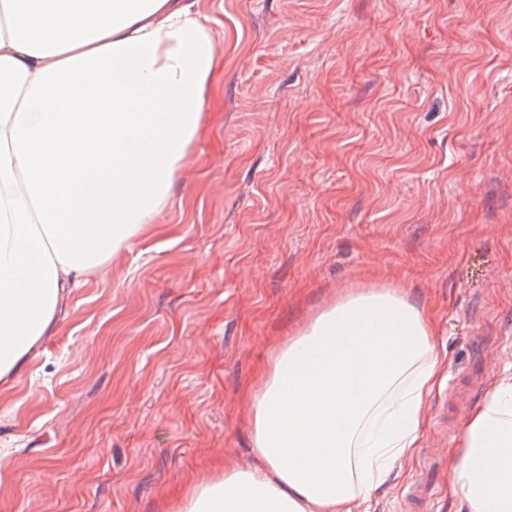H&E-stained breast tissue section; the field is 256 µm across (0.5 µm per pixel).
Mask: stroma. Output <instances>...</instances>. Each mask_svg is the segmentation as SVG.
Returning a JSON list of instances; mask_svg holds the SVG:
<instances>
[{
  "label": "stroma",
  "instance_id": "obj_1",
  "mask_svg": "<svg viewBox=\"0 0 512 512\" xmlns=\"http://www.w3.org/2000/svg\"><path fill=\"white\" fill-rule=\"evenodd\" d=\"M219 110L159 224L72 290L0 404V512H172L253 464L242 397L345 291L400 288L447 380L352 512H459L448 459L512 377V0H203Z\"/></svg>",
  "mask_w": 512,
  "mask_h": 512
}]
</instances>
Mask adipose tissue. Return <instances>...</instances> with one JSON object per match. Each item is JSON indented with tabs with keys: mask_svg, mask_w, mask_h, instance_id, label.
<instances>
[{
	"mask_svg": "<svg viewBox=\"0 0 512 512\" xmlns=\"http://www.w3.org/2000/svg\"><path fill=\"white\" fill-rule=\"evenodd\" d=\"M223 56L202 0H0V395L71 288L158 223ZM398 288L339 296L248 391L259 466L225 461L174 512H351L411 458L441 376ZM465 512H512V378L449 465Z\"/></svg>",
	"mask_w": 512,
	"mask_h": 512,
	"instance_id": "obj_1",
	"label": "adipose tissue"
}]
</instances>
